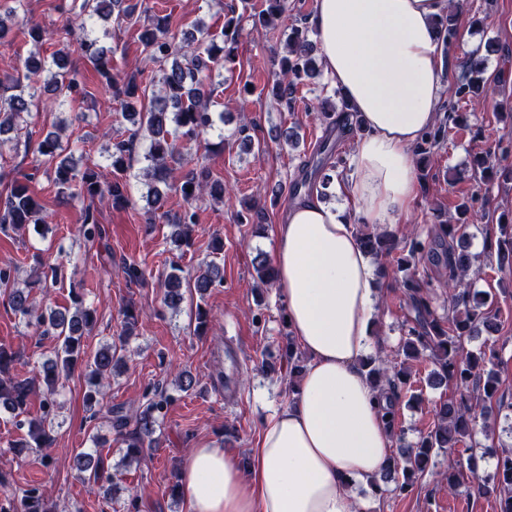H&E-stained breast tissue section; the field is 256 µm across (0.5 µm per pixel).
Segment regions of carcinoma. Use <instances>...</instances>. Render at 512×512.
Masks as SVG:
<instances>
[{"label": "carcinoma", "instance_id": "1", "mask_svg": "<svg viewBox=\"0 0 512 512\" xmlns=\"http://www.w3.org/2000/svg\"><path fill=\"white\" fill-rule=\"evenodd\" d=\"M15 6L0 16V39L12 32V18L18 9L24 7V0H13ZM143 0H80L79 14L74 22L64 28V33L76 39L77 50L99 73L103 82L112 89L113 97L125 108L124 117L131 121L134 134L148 141L145 159L149 162L145 176L151 210L161 218L169 217L165 211L169 194L181 196L186 206L171 220V238L177 246L188 247L191 243V225L199 223V216L193 202L207 194L217 201L224 200V183L213 177L209 167L200 163L181 177L174 176L173 165L180 163L181 153L177 142L188 144L198 142L215 129L213 113L210 110V96L215 74L221 72L224 64L233 61L239 22L231 17L225 19L224 29L216 36L211 26L202 19L194 22L198 36L177 39L172 13L154 12L149 14L146 24L138 33V40L146 51V65L157 69L161 85L159 95L149 105L142 104L145 92L141 81L129 75L117 82L112 78L113 50L102 44L91 27L95 17L107 20L129 19L141 9ZM286 10V0H265V9L258 14V21L272 25L280 20ZM440 38L447 46L456 39L457 27L449 16L440 23ZM315 43L306 27H292L284 33L283 53L278 59V70L271 75L268 94L278 103L291 105L297 88L304 79H312L319 73L314 56ZM23 79L15 81L17 93L0 95V136L8 133L14 138L21 136L22 115L38 110L55 102L48 96L59 91L68 99L84 95V89L77 79L58 67L54 71L47 67L45 60L37 53L29 54L24 61ZM485 88L481 76L470 77L460 84L457 94L479 95ZM348 113L349 126L361 130L360 120L348 111L347 104L336 108L328 102L322 107L320 116L326 123V130L336 131V113ZM451 115H445L439 123L427 131L418 144L419 152L430 153V148L440 144L447 137V123ZM133 142L117 140L108 155L112 180H102L97 166L80 170L73 157L62 156L66 150L59 135L49 131L38 142L36 152L47 162H56L53 182L58 194L68 198L77 195L87 202L79 233L88 241L102 238L103 229L93 209L94 200L108 199L112 207L124 208L130 202L129 184L124 174L129 167ZM302 178L294 184V194L304 190H320L327 195L332 183L331 175L324 172V159L309 160L304 164ZM458 218L453 224L439 225L436 234L424 238L411 234L407 254L396 258L397 271L403 273L400 287L406 290L414 312L397 355L400 362L391 361L377 354L362 361V367L374 385L386 395L388 404L385 415L389 419L392 433L397 441H403L404 430L398 422L396 409L400 390L407 384L408 373L405 364L409 360L429 361L433 374L440 383L452 384L457 397L446 400L435 407L436 421L431 430L422 435L409 448H401L397 457H390L388 465L379 477L370 481L376 493L390 491L397 495L411 493L415 484L431 473L446 480L448 492L454 494L461 485L462 462H467L470 471L476 470V456L491 457L495 460L494 471L478 478L479 488L499 493V512H512V449L485 446L477 448L474 441L475 412L487 414L492 411V401L499 391V379L494 370L499 353L491 348L465 351L464 343L483 330L489 336L501 331L498 310L494 308L495 295L462 287L464 280L473 269L479 256L471 255L459 234V227L468 223L471 208L463 202L456 206ZM46 209L30 191L29 186L16 183L10 193L0 199V228L10 227L18 232L29 227L46 223ZM365 252L375 261L390 258L398 249L399 242L390 232H380L366 224L356 227ZM487 254H496L498 262L512 264V225H499V236L486 240ZM431 260L445 269L444 287L448 288V317H438L432 309L428 294L414 286L406 274L410 260ZM20 268H0V285L8 290L10 309L26 324L35 327L40 336H53L57 345L53 355L33 370L30 377L19 378L10 375V369L18 359L17 353L0 345V412H6L15 421L22 437L11 444L18 454L25 450L49 448L55 441V423L60 407L58 397L70 374L79 369L83 372L86 391L84 399L90 412L89 420L98 419V406L104 399L112 375L125 366V342L137 322L136 311H123L124 330L118 341L105 342L93 353H87L84 337L96 321V311L85 304L79 291L71 292V304L63 309L45 308L37 301V290L43 279L64 278L59 266L49 267L42 275H29L21 280ZM255 272L258 282L267 286L274 282V269L267 258L257 255ZM127 282L144 287L148 284L145 270L136 263L124 266ZM224 274L214 261H205L195 273L184 274L182 267L173 264L170 272L160 282L164 288V303L175 309L183 300V288L187 287L203 296L223 284ZM289 375L300 374L306 366V356L293 345L286 349ZM40 394L36 413L30 412L31 398ZM175 396L163 386L154 388L145 395V402L134 410L115 405L108 410L107 423L120 437L125 446V464H141L145 460V438L151 436L164 423L168 407ZM471 440L470 454H459V445ZM72 468L84 484L102 490L103 496L112 497V476L105 475V466L100 453L78 452L72 457ZM394 483L389 489L387 485ZM0 512H51L47 505L45 491L33 486L24 492L20 503L6 498L0 501Z\"/></svg>", "mask_w": 512, "mask_h": 512}]
</instances>
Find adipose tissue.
<instances>
[{"label": "adipose tissue", "mask_w": 512, "mask_h": 512, "mask_svg": "<svg viewBox=\"0 0 512 512\" xmlns=\"http://www.w3.org/2000/svg\"><path fill=\"white\" fill-rule=\"evenodd\" d=\"M449 0H315L308 19L324 70L362 121L341 192L366 224H395L418 196L412 149L438 119L447 77L436 20ZM275 284L307 365L266 418L248 467L191 449L187 512H362L353 489L386 466V400L359 362L373 352L379 276L350 218L315 197L273 231Z\"/></svg>", "instance_id": "obj_1"}]
</instances>
